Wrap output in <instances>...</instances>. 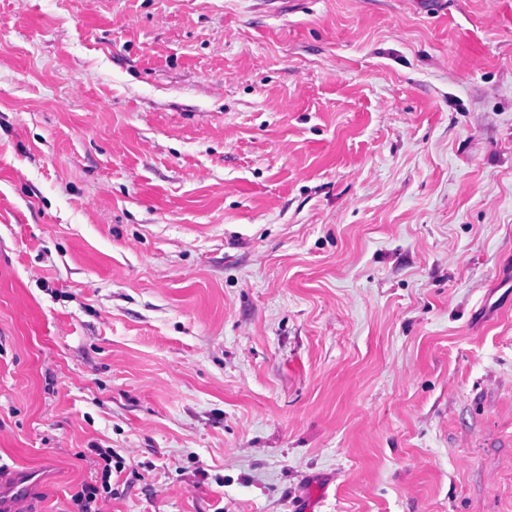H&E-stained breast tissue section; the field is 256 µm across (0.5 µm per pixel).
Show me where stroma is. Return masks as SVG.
Returning a JSON list of instances; mask_svg holds the SVG:
<instances>
[{
	"instance_id": "1",
	"label": "stroma",
	"mask_w": 512,
	"mask_h": 512,
	"mask_svg": "<svg viewBox=\"0 0 512 512\" xmlns=\"http://www.w3.org/2000/svg\"><path fill=\"white\" fill-rule=\"evenodd\" d=\"M25 471L37 512H512V0H0Z\"/></svg>"
}]
</instances>
